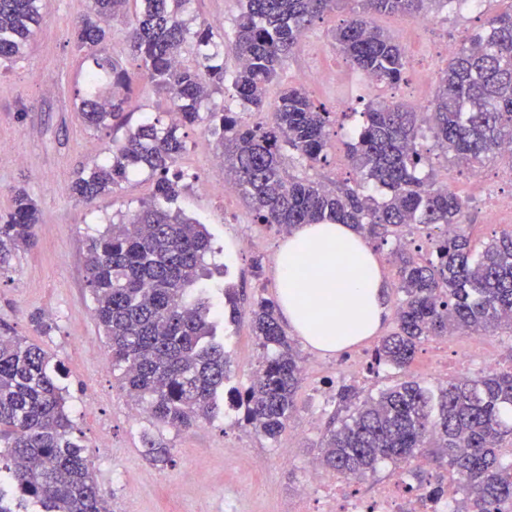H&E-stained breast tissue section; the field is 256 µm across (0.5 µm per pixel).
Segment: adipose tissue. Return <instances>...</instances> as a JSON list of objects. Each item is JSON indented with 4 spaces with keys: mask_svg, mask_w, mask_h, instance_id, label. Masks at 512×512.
Instances as JSON below:
<instances>
[{
    "mask_svg": "<svg viewBox=\"0 0 512 512\" xmlns=\"http://www.w3.org/2000/svg\"><path fill=\"white\" fill-rule=\"evenodd\" d=\"M274 266L279 305L309 347L333 353L375 335L387 313L373 245L348 224H301Z\"/></svg>",
    "mask_w": 512,
    "mask_h": 512,
    "instance_id": "obj_1",
    "label": "adipose tissue"
}]
</instances>
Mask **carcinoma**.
Listing matches in <instances>:
<instances>
[{
    "label": "carcinoma",
    "mask_w": 512,
    "mask_h": 512,
    "mask_svg": "<svg viewBox=\"0 0 512 512\" xmlns=\"http://www.w3.org/2000/svg\"><path fill=\"white\" fill-rule=\"evenodd\" d=\"M73 27L74 47L88 61L76 90L84 123L95 130L124 121L132 92L122 63L104 46V26L127 14L129 0H90ZM128 31L147 83L169 102L172 118L147 119L112 143L103 161L71 190L87 203L130 177H157L152 198L111 222L87 243V283L93 316L108 344L121 389L149 419L178 431L215 415L229 379L230 358L217 340L218 320L239 313L238 294L213 302L211 281L225 266L205 225L169 207L186 174L176 165L187 149L182 128L201 126L222 148L229 182L258 224L291 231L298 224H351L379 246L393 243L402 299L397 327L375 348L370 370H406L422 343L454 331L512 330V229L480 249L471 241L469 201L436 187L424 174L430 156L418 148L423 129L452 161L479 168L512 142V9L489 18L451 58L438 78L430 112L374 101L349 145L359 178L338 186L290 171L296 157L326 159L331 115L302 86L288 85L267 102L269 86L308 27L340 0H238L234 35L189 27V0H139ZM362 14L333 33L336 49L360 73L395 85L408 65L402 46L373 21L376 14L426 17L454 0H359ZM40 20V0H0V64L16 62ZM233 55L224 66L219 44ZM231 87L243 112L265 113L250 124L238 113L209 107L211 93ZM37 201L23 188L0 218V272L13 254L36 243ZM437 230L422 258L400 247L403 232ZM261 350L250 384L229 404L240 421L275 443L296 409L301 357L286 335L278 307L257 300L250 310ZM69 387L53 354L28 339L0 333V474L38 512H112L69 411ZM336 425L321 443V463L353 480L389 463L419 456L460 476L455 512L512 508V370H489L430 388L411 380L360 399L352 385L336 390ZM142 442L155 463L171 448L151 432Z\"/></svg>",
    "instance_id": "1"
}]
</instances>
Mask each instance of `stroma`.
<instances>
[{
    "label": "stroma",
    "mask_w": 512,
    "mask_h": 512,
    "mask_svg": "<svg viewBox=\"0 0 512 512\" xmlns=\"http://www.w3.org/2000/svg\"><path fill=\"white\" fill-rule=\"evenodd\" d=\"M89 0H41L42 21L23 56L8 68H0V142L11 147L0 155V214L11 207L14 188H25L37 201L41 217L35 228L37 244L18 251L7 271L0 274V322L12 333L37 342L60 360L68 378L70 409L87 457L96 461L94 473L101 492L114 512H224V499L241 496V512H288V505L307 490L305 467L320 451V443L336 413V390L346 384L340 376L343 352L322 354L300 346L303 358L313 368L304 372L296 395V410L288 422L283 444L291 451L289 463L279 457L281 444L269 442L251 427L238 423L231 409H221L210 421L178 431L151 425L146 414L121 390L117 371L108 366L104 338L93 317V301L86 283L85 249L89 236L102 231L110 221L135 211L154 192L148 174L135 176L112 195L86 203L71 192L77 175L105 156L112 130L84 126L73 98L75 85L83 78L82 61L73 46L72 23L85 13ZM512 7V0H481L478 7H441L425 19L413 34L394 29L391 15L375 16L381 28L394 31L403 45L409 65L394 86L364 90L351 86L346 105H338V89L332 85H308L314 104L335 118L326 160L315 165L293 160L294 172L326 183L352 179L354 170L347 158L346 144L361 124V113L374 100L386 99L413 105L416 98L433 99L434 87L422 88L415 71L428 65L441 71L448 59L438 52L439 44L464 43L489 17ZM238 0H191L185 13L193 25L223 19L224 31H232L239 12ZM355 0H341L331 13L314 21L306 41L321 48L319 59L295 54L271 87L269 100H276L280 85L297 84V74L318 65L344 63L334 46L332 34L356 11ZM106 47L126 68L134 94L130 101L131 124L157 117L167 119L168 102L141 79L127 46V28L119 21L108 30ZM54 77L45 86L42 74ZM187 151L178 167L189 178L177 208L205 224L218 253L216 262L226 264L224 276L215 277L216 289L238 291L241 314L219 324L217 337L229 352L232 367L229 386L249 384L260 349L252 334L248 315L259 298H276L274 256L283 239L275 229L255 223L245 199L238 194L219 196L200 192L198 181L225 182L223 168L211 167L217 153L214 140L201 127L185 128ZM419 146L432 161L436 181L468 199L474 235L491 238L498 227L484 221L483 199L493 193H512L507 159L495 158L484 166L485 178L475 183L470 172L447 161L432 138ZM262 257L263 271L255 273L253 257ZM52 325L49 335L33 330V315ZM459 337H434L424 342L409 368L410 376L435 383L457 372ZM94 395L95 406L85 412L81 404ZM152 429L172 450L173 462H151L141 441L144 429ZM202 464L201 480L188 481L184 472Z\"/></svg>",
    "instance_id": "obj_1"
}]
</instances>
